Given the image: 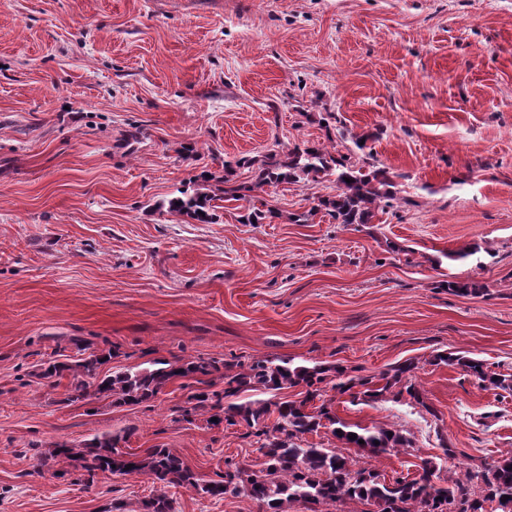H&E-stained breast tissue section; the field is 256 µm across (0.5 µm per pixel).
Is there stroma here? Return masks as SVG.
<instances>
[{"mask_svg":"<svg viewBox=\"0 0 512 512\" xmlns=\"http://www.w3.org/2000/svg\"><path fill=\"white\" fill-rule=\"evenodd\" d=\"M326 112L396 185L378 223H288L331 191L301 183L255 192L271 224L230 202L207 223L166 212L202 171L325 141ZM451 276L487 290L448 293ZM106 350L110 371L289 359L377 377L410 359L422 404L324 388L338 418L405 436L366 466L390 481L431 458L445 480L512 452V392L434 361L512 374V0H0V512H131L149 476L40 464L109 432L205 480L262 469L245 426L208 425L181 381L116 407L35 375ZM168 495L172 512H259ZM436 360L448 364V366H459L465 370L483 389H500L504 391L512 390V375L492 372L483 363L476 359L458 352H445L438 354ZM480 367V370H477ZM497 377V380H494Z\"/></svg>","mask_w":512,"mask_h":512,"instance_id":"1","label":"stroma"}]
</instances>
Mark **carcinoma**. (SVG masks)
Here are the masks:
<instances>
[{
  "label": "carcinoma",
  "mask_w": 512,
  "mask_h": 512,
  "mask_svg": "<svg viewBox=\"0 0 512 512\" xmlns=\"http://www.w3.org/2000/svg\"><path fill=\"white\" fill-rule=\"evenodd\" d=\"M372 159L370 153L355 159L350 152L340 154L322 143L309 141L286 151L271 149L260 159L242 157L236 161L239 167L254 169L250 185H229L232 165L226 164L222 179L226 187L220 193L175 196L169 200V209L204 220L208 217L211 201L216 199L245 201L248 193L266 186L328 182L334 185V194L318 197L317 204L310 210L290 216L288 220L293 224H307L323 211L346 227L364 226L374 223L378 214L387 213L399 201L391 190L392 181ZM281 217L274 207H249L241 215V223H272ZM443 287L460 296H475L485 289V285L477 281L461 282L452 277L443 283ZM436 360L461 367L483 389L512 390V375L493 372L480 359L445 352L437 355ZM105 361L106 357L91 354L72 363H50L41 368L37 377L48 380L54 387L62 377L69 376L71 401L85 398L89 388L93 387L95 394L112 398V404L125 405L139 404L155 397L176 379L191 380L199 375H209L219 370L222 364L224 402L213 405L218 413L214 414L216 420L211 425L246 426L249 429L246 436H255L261 441L265 467L249 473L229 466L220 479L203 483L169 449L150 448L143 456L124 452L121 450L124 438L110 434L94 438L83 448H55L50 459H79L92 475L97 471L146 474L162 488L189 486L219 499L243 491L259 503L263 512H284L287 502H303L308 505L309 512H322V506L347 501L374 505L378 512H512V453L491 465L467 467L446 486L435 482L438 467L430 459L421 461L415 476L386 482L370 468L360 465L359 460L344 449L358 448L379 455L404 446L406 439L396 430H371L342 421L336 418L329 402L314 405L315 400L321 399L322 384L332 370L339 379L334 389L341 395L350 394L358 387L359 394L367 401L381 400L388 394L395 400L407 395L422 405V393L413 382L416 365L411 361L391 367L378 381L349 376L339 367L295 365L290 360H256L246 369L238 360L156 361L152 368L128 369L101 378L99 368ZM296 387L302 391L295 400L238 401L245 392L275 395ZM326 425L331 427V434L341 447L325 448L304 443V435ZM352 435L357 439H350ZM361 439L364 440L362 444L359 443ZM505 495L509 499H503ZM493 503L496 504L494 510H487ZM140 512H171L170 501L164 493L155 494L141 503Z\"/></svg>",
  "instance_id": "obj_1"
}]
</instances>
